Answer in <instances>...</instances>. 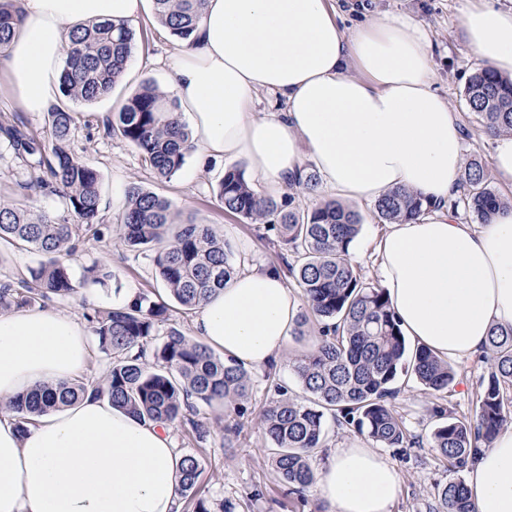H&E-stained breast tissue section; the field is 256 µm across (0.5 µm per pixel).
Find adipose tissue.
Here are the masks:
<instances>
[{
  "mask_svg": "<svg viewBox=\"0 0 512 512\" xmlns=\"http://www.w3.org/2000/svg\"><path fill=\"white\" fill-rule=\"evenodd\" d=\"M146 0H22L24 22L0 77L16 103L44 111L74 29L130 23ZM329 0H206L195 41L174 53L168 86L206 157L243 160L274 192L307 167L345 201L406 187L430 204L389 225L379 280L404 336L447 360L484 354L493 327L512 325V210L489 224L460 222L464 131L432 88L423 23L382 15L344 31ZM472 53L512 76V10L475 0L464 14ZM284 108L258 114L254 96ZM300 300L275 268L256 264L197 309L193 331L244 368L278 362ZM89 357L84 323L53 308L0 314V401L75 379ZM180 455L170 426L105 398L36 417L27 431L0 415V512H180ZM400 477L378 451L353 442L316 475L327 512H392ZM475 512H512V427L479 448L466 470Z\"/></svg>",
  "mask_w": 512,
  "mask_h": 512,
  "instance_id": "ef3b65f1",
  "label": "adipose tissue"
}]
</instances>
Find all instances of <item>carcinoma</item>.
I'll use <instances>...</instances> for the list:
<instances>
[{
  "label": "carcinoma",
  "instance_id": "carcinoma-1",
  "mask_svg": "<svg viewBox=\"0 0 512 512\" xmlns=\"http://www.w3.org/2000/svg\"><path fill=\"white\" fill-rule=\"evenodd\" d=\"M153 2L158 22L171 35L190 41L205 0ZM23 20L20 0H0V54L8 50ZM134 41L135 31L125 23L99 24L73 33L59 76L61 103L46 113L48 137L29 129L20 118L0 123V138L33 169L31 181L21 188L47 189L64 205V214L57 216L0 195V242L47 257L28 268L18 282L0 284V310L72 297L81 285L105 286L112 280V269L99 262L84 267L80 282L71 274L69 261L79 246L102 241L109 229L102 224V176L74 149L77 125L69 104L110 97L125 75ZM464 95L486 133L512 134V79L481 67L470 75ZM178 109L171 92L146 80L106 118L104 127L136 146L144 166L169 181L193 150L190 133L176 115ZM458 188L461 195L454 207H464L481 224L512 209V201L489 186L476 157L465 163ZM125 198L121 243L150 253L156 276L182 310L198 309L237 273L230 248L212 225L182 221L169 199L136 182L128 185ZM217 198L224 211L277 232L272 243L295 255L286 267L307 305L296 321L295 335L305 336L311 316L319 325L314 343L292 362L304 399L284 396L259 419L273 445L271 466L277 478L297 495L313 484L312 462L324 445L330 417L388 448L413 447L414 437L392 405L395 380L408 375L437 395L453 385L456 372L431 350L408 345L383 290L363 281L351 264L350 250L361 231L359 212L333 199L299 209L289 195L256 191L236 166L224 171ZM374 210L384 224L427 213L424 199L405 188L385 194ZM168 312L165 300L143 291L126 306L84 313L108 359L104 376L76 379L55 390L34 389L5 402L3 409L23 430L40 413L89 395L106 397L138 419L177 422L197 441H206L211 430L197 419L198 405L210 407L247 397L250 374L175 327L159 336ZM487 353L490 372L477 394L474 417L458 418L440 406L433 408L437 423L430 445L455 470L466 468L478 445L491 442L512 419V399L503 391L504 385H512V325L492 329ZM180 468L181 495L188 507L192 512H214L206 499L193 494L201 476L198 458L183 454ZM434 512H474L466 483L454 479L443 486Z\"/></svg>",
  "mask_w": 512,
  "mask_h": 512
}]
</instances>
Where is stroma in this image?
Returning <instances> with one entry per match:
<instances>
[{
  "mask_svg": "<svg viewBox=\"0 0 512 512\" xmlns=\"http://www.w3.org/2000/svg\"><path fill=\"white\" fill-rule=\"evenodd\" d=\"M375 4L379 12L408 14L423 22L433 62V87L459 114L466 132L464 156L491 163L495 142L484 133L464 97L467 78L482 65L470 52L466 40L464 13L468 0H375ZM133 28L135 47L124 78L111 98L75 107L80 121L75 149L102 175L103 223L119 224L125 190L130 182L136 181L169 198L183 217L216 227L230 245L238 268L254 263L282 267L281 258L269 247L261 232L254 225L228 215L216 200L217 184L225 169L231 167V160L202 165L192 155L175 178L164 182L142 167L140 152L135 146L105 135L103 121L114 102L124 99L145 79L164 83L168 57L181 45L173 35L160 33L152 14H142ZM358 211L362 228L350 258L363 280L374 284L378 281L377 245L386 227L376 218L373 205H360ZM94 260L111 267L110 285L80 289L76 296L54 301L55 309L79 316L88 310L89 298H97L99 307L107 308L112 304L113 289L141 292L157 285L154 266L145 253L121 248L118 242L107 240L91 241L80 247L78 257L71 263L74 278H81L84 266ZM305 348V343L289 338L275 369L252 371V387L247 398L226 406L222 413L225 425L238 423L242 426L232 441H225L223 433L214 427L215 413L205 406L200 407L198 417L212 426L206 442H196L183 426L173 424V444L179 452L197 455L202 468L197 491L199 496L210 500L212 506L224 503L234 506L235 512H321L322 506L312 491L299 496L289 493L287 485L275 478L270 462L271 445L257 424L262 411L276 399L278 387H286L291 398H300L301 389L291 370V361ZM453 367L456 382L447 394L439 397L416 381L400 378L395 382L394 408L420 444L413 448L382 450L401 475L393 512H429L439 490L457 477L456 471L449 469L447 460L429 444L436 425L432 408L439 405L458 416L473 415L475 393L488 375L490 361L482 355L454 362Z\"/></svg>",
  "mask_w": 512,
  "mask_h": 512,
  "instance_id": "stroma-1",
  "label": "stroma"
}]
</instances>
